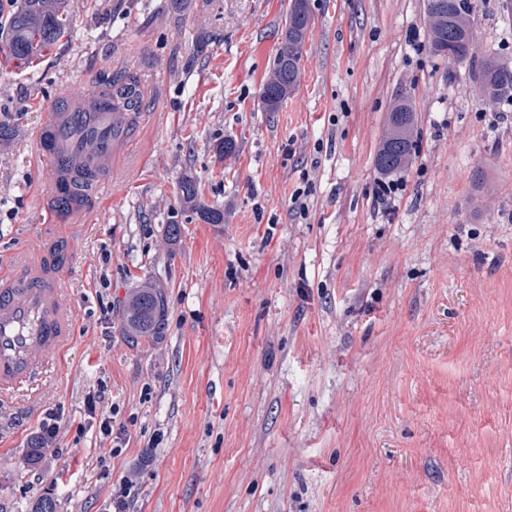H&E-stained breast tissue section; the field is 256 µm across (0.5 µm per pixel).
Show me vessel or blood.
<instances>
[{
	"label": "vessel or blood",
	"instance_id": "1",
	"mask_svg": "<svg viewBox=\"0 0 512 512\" xmlns=\"http://www.w3.org/2000/svg\"><path fill=\"white\" fill-rule=\"evenodd\" d=\"M145 118L98 85L82 99L52 106L35 132L39 161L56 183L71 190L74 202L70 213L59 215L46 193L41 211L58 224L87 223L112 177L113 160L137 141ZM62 277V266L47 248L0 271V395L35 382L48 359L71 344L75 309Z\"/></svg>",
	"mask_w": 512,
	"mask_h": 512
}]
</instances>
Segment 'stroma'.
<instances>
[{"label": "stroma", "instance_id": "1", "mask_svg": "<svg viewBox=\"0 0 512 512\" xmlns=\"http://www.w3.org/2000/svg\"><path fill=\"white\" fill-rule=\"evenodd\" d=\"M472 0L512 63V7ZM289 0H67L36 60L0 53V267L67 246L76 336L46 386L0 400V512H512V102L430 52L424 0H309L295 90L263 85ZM421 50H414V43ZM136 72L149 118L89 226L46 224L33 133L101 74ZM415 149L374 199L392 106ZM235 155L219 153L225 138ZM195 177L224 221L178 200ZM309 209L291 208L294 191ZM181 228L169 238V225ZM143 286L163 336L120 329ZM105 390L112 434L85 400ZM58 447L29 466L41 422Z\"/></svg>", "mask_w": 512, "mask_h": 512}]
</instances>
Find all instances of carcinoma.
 Segmentation results:
<instances>
[{
  "mask_svg": "<svg viewBox=\"0 0 512 512\" xmlns=\"http://www.w3.org/2000/svg\"><path fill=\"white\" fill-rule=\"evenodd\" d=\"M470 0H425V14L431 50L458 63L467 62L481 90L480 98L496 103L512 99V65L493 53L484 52L479 58L468 55V43L476 35L471 22ZM314 23L309 0H290L282 42L266 80L263 92L267 111L276 112L297 85L299 64L306 35ZM5 48L17 60L29 61L57 43L67 30V19L60 0H20L6 17ZM112 93L125 100L134 111L141 107L142 87L132 74L105 79ZM414 111L406 99L398 100L390 112L389 128L382 138L375 158L377 168L394 174L408 168L412 160ZM180 203L199 215L207 224L224 223V210L208 205L200 186L192 177L184 178L179 186ZM165 296L158 288H138L124 305L120 326L131 345L159 336L164 329Z\"/></svg>",
  "mask_w": 512,
  "mask_h": 512,
  "instance_id": "cac0c4a2",
  "label": "carcinoma"
}]
</instances>
